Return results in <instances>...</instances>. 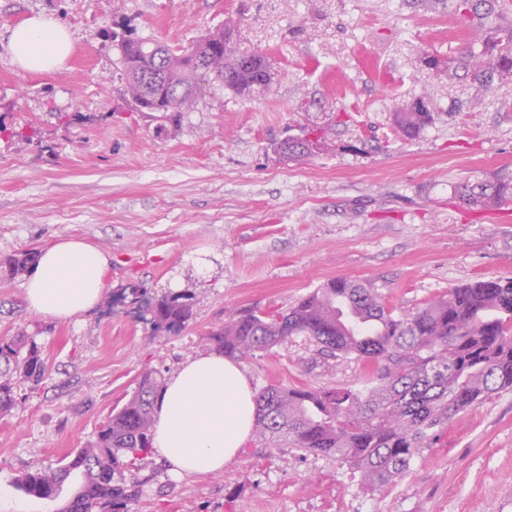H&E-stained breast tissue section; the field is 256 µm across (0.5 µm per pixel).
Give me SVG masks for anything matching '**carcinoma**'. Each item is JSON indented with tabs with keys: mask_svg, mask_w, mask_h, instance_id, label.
I'll return each instance as SVG.
<instances>
[{
	"mask_svg": "<svg viewBox=\"0 0 512 512\" xmlns=\"http://www.w3.org/2000/svg\"><path fill=\"white\" fill-rule=\"evenodd\" d=\"M448 10L468 21L459 59L428 56L448 79L464 70L479 94L493 76L512 75V3L509 0H448ZM235 21L207 31L197 41L209 72L199 71L182 50L157 40L121 36L124 94L141 112H160L176 123L194 109L207 85L250 97L273 80L262 51L243 54L234 41ZM422 101L396 106L395 124L413 138L429 122ZM469 203L490 207L512 198L506 181L459 188ZM37 258L33 249L11 258L16 271ZM151 324L176 334L191 319L184 294H169L153 306ZM312 337L324 361L351 358L362 366L364 386L308 389L270 384L256 396L255 441L263 448H292L334 458L361 473L365 485L384 488L405 474L458 413L494 395L512 391V278L476 280L448 289L413 313L394 314L369 283L333 280L284 311H238L209 332L224 356L244 360L256 350ZM50 377L35 339L23 332L0 336V417L17 405L16 388L39 386ZM161 374L144 372L137 389L99 427L93 442L56 467L27 470L15 479L25 494L55 501L74 478L79 484L59 512H130L139 484L125 472L151 454L154 401Z\"/></svg>",
	"mask_w": 512,
	"mask_h": 512,
	"instance_id": "carcinoma-1",
	"label": "carcinoma"
}]
</instances>
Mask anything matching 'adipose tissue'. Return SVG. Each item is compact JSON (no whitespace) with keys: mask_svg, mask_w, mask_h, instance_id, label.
<instances>
[{"mask_svg":"<svg viewBox=\"0 0 512 512\" xmlns=\"http://www.w3.org/2000/svg\"><path fill=\"white\" fill-rule=\"evenodd\" d=\"M14 63L26 72L64 65L74 43L67 26L35 15L9 37ZM106 257L75 237H62L39 253L24 285L28 307L57 321L93 309L106 290ZM255 392L239 365L211 350L182 365L164 384L155 405L152 451L174 475L223 471L249 437Z\"/></svg>","mask_w":512,"mask_h":512,"instance_id":"1","label":"adipose tissue"}]
</instances>
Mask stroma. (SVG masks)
Wrapping results in <instances>:
<instances>
[{
	"label": "stroma",
	"mask_w": 512,
	"mask_h": 512,
	"mask_svg": "<svg viewBox=\"0 0 512 512\" xmlns=\"http://www.w3.org/2000/svg\"><path fill=\"white\" fill-rule=\"evenodd\" d=\"M36 14L73 38L51 73L12 62L9 33ZM228 15L239 51L270 56L273 93L216 85L174 125L135 111L115 34L185 49ZM466 29L441 0H0V336H33L50 370L0 419V512H54L15 478L93 441L142 372L167 376L210 350L208 331L238 309L284 310L341 277L414 312L451 287L512 277V201L484 209L457 191L512 181V77L474 100L467 80L425 63L457 55ZM419 98L433 118L403 138L395 106ZM314 129L333 152L276 153ZM67 236L106 255L115 301L60 322L28 309L9 260ZM134 282L143 301L120 300ZM168 293L193 312L174 335L150 323ZM240 366L258 391L362 374L351 359L323 362L306 336ZM135 477L134 512H512V392L456 415L381 489L336 460L250 444L217 474L176 479L150 456Z\"/></svg>",
	"instance_id": "stroma-1"
}]
</instances>
